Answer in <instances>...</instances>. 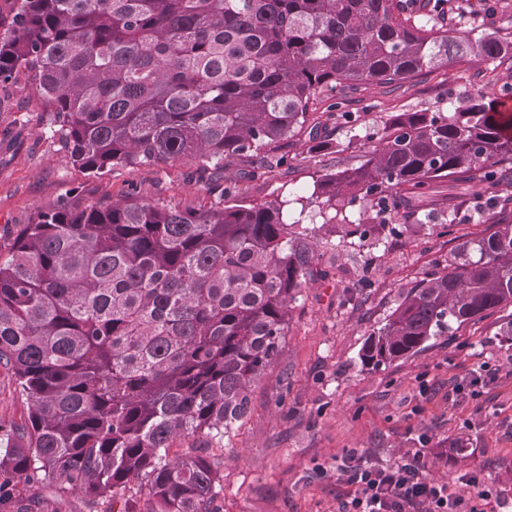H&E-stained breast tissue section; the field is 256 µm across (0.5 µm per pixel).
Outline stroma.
<instances>
[{"mask_svg": "<svg viewBox=\"0 0 512 512\" xmlns=\"http://www.w3.org/2000/svg\"><path fill=\"white\" fill-rule=\"evenodd\" d=\"M510 88L512 64L505 62L328 90L312 107L324 148L290 144L287 166L260 177L245 162H225L224 182L256 203L307 196L319 175L359 166L366 130L391 113L460 112L474 98L496 101ZM193 169L177 162L88 173L54 135L53 116L30 82L0 87V258L41 211L84 210L130 191L182 209L210 206L218 192L193 179ZM416 221L396 240L372 246L346 236L343 224L316 226L318 266L329 277L303 289L276 362L253 388L250 414L225 449L213 451L224 473L216 512H338L348 488L336 480V461L352 451L378 463L419 451L431 478L478 473L494 496L512 500V375H500L475 399L452 394L480 364L512 354V336L500 333L512 323V305L431 339L406 359L378 368L360 362L368 334L403 293L459 242L486 234L491 222H512V203L476 185L455 214L429 209ZM447 222L450 235L433 233ZM464 431L472 443L460 462L453 443Z\"/></svg>", "mask_w": 512, "mask_h": 512, "instance_id": "35a3bbf8", "label": "stroma"}]
</instances>
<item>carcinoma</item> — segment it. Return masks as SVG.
Instances as JSON below:
<instances>
[{"label":"carcinoma","mask_w":512,"mask_h":512,"mask_svg":"<svg viewBox=\"0 0 512 512\" xmlns=\"http://www.w3.org/2000/svg\"><path fill=\"white\" fill-rule=\"evenodd\" d=\"M452 0H4L0 85L25 78L73 161L93 174L246 159L264 175L310 127L315 98L338 87L401 84L471 60L512 61V41L476 36L433 13ZM364 161L297 198L252 203L225 186L209 207L135 193L89 210L40 212L0 261V367L29 401L0 422V512H34L17 488L134 512H212L224 491L212 456L251 409L278 357L293 304L329 273L310 233L358 209L347 235L401 236L409 212H454L472 184L512 189V114L479 97L463 112H394L365 135ZM512 305V223L458 243L369 333L361 362L407 358L462 324Z\"/></svg>","instance_id":"cac0c4a2"}]
</instances>
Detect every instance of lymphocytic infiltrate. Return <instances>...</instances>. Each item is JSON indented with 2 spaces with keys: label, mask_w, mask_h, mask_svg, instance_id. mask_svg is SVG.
I'll return each instance as SVG.
<instances>
[{
  "label": "lymphocytic infiltrate",
  "mask_w": 512,
  "mask_h": 512,
  "mask_svg": "<svg viewBox=\"0 0 512 512\" xmlns=\"http://www.w3.org/2000/svg\"><path fill=\"white\" fill-rule=\"evenodd\" d=\"M336 479L349 488L339 512H477L464 495L468 488L489 503L490 512H503L508 506L507 501L492 499L478 475L460 477L457 490L430 478L417 453L385 464L352 457L337 465Z\"/></svg>",
  "instance_id": "lymphocytic-infiltrate-1"
}]
</instances>
